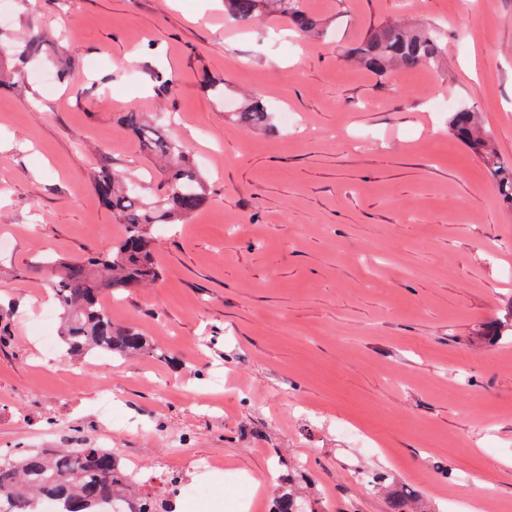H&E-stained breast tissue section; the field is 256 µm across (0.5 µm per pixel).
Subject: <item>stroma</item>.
<instances>
[{
  "mask_svg": "<svg viewBox=\"0 0 512 512\" xmlns=\"http://www.w3.org/2000/svg\"><path fill=\"white\" fill-rule=\"evenodd\" d=\"M303 6L320 36L279 16L240 26L224 0H10L0 32L60 47L40 64L54 83L0 90V446L102 436L106 381L116 417L159 433L119 434V455L156 464L169 457L161 435L179 434L246 476L214 477L223 512L273 498L275 483H254L282 460L307 470L331 512H387L361 471L389 474L430 512H454L475 490L512 507V338L480 336L512 307V209L448 129L450 112L475 109L512 164V0ZM394 21L445 32L440 69L382 79L348 62L370 26ZM244 94L262 99L272 130L225 112ZM127 112L183 140L207 183L205 208L153 232L161 285L112 299L113 321L175 367L44 355L31 325L62 331L61 317H43L47 276L15 275L38 253L69 259L119 240L94 190L100 171L160 195Z\"/></svg>",
  "mask_w": 512,
  "mask_h": 512,
  "instance_id": "35a3bbf8",
  "label": "stroma"
}]
</instances>
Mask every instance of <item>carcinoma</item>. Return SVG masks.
<instances>
[{
  "label": "carcinoma",
  "instance_id": "obj_1",
  "mask_svg": "<svg viewBox=\"0 0 512 512\" xmlns=\"http://www.w3.org/2000/svg\"><path fill=\"white\" fill-rule=\"evenodd\" d=\"M277 13L288 19L297 32L317 31L319 20L302 9L300 0H224V15L246 26L261 15ZM45 39L31 36L19 44L0 38V49L12 52L19 66L0 72V87H10L22 77L24 65L40 57ZM445 53L443 36L435 30H413L382 24L369 28L347 52L350 62L376 73L386 74L393 67L413 68L426 64L441 66ZM237 119L250 127H265L270 113L258 98L244 101L237 108ZM126 130L155 156L164 161L162 194L146 202L136 190L114 174L95 179L94 188L102 203L117 215L124 226L123 236L114 244L91 250L70 261L43 255L39 265L47 268L50 292L62 311V340L69 354L97 353L107 356L149 355L170 360L168 352L155 346L132 326H121L103 310L102 300L116 291L155 285L163 272L156 264L152 230L179 224L202 210L207 202L204 177L189 161L186 146L160 134L137 112L123 116ZM450 127L458 138L481 155L492 171L496 189L512 206V167L502 165L488 149L482 121L477 112L463 107L451 117ZM127 468L111 449L87 443L54 455L26 451L10 466H0V501L12 504V512H25L27 500L46 495L59 499L65 512H101L100 505L116 495L133 497ZM389 512H426L423 502L411 491L388 495ZM314 501L296 487L293 473L282 476L274 512H315Z\"/></svg>",
  "mask_w": 512,
  "mask_h": 512
}]
</instances>
